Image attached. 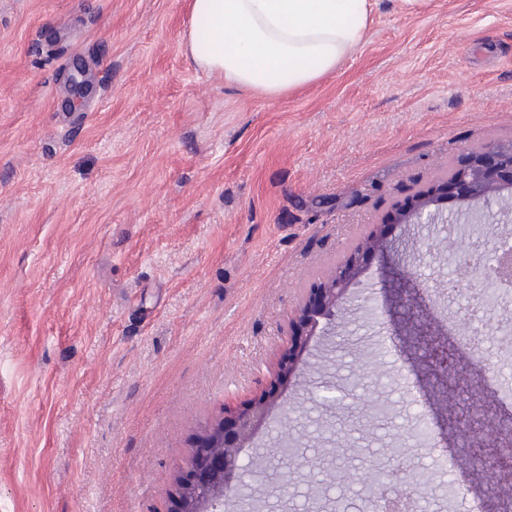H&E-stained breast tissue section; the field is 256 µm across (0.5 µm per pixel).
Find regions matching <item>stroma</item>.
Masks as SVG:
<instances>
[{
  "label": "stroma",
  "mask_w": 512,
  "mask_h": 512,
  "mask_svg": "<svg viewBox=\"0 0 512 512\" xmlns=\"http://www.w3.org/2000/svg\"><path fill=\"white\" fill-rule=\"evenodd\" d=\"M189 7L0 0V512H170L198 439L268 395L241 461L270 493L262 449L284 435L321 452L336 413L313 399L348 377L353 397L388 409L350 417L367 451L355 467L401 446L417 512H512L454 461L512 414V350L494 340L512 295L456 351L460 403L486 431L441 433L404 326L419 317L440 340L480 298L448 264L444 225L390 222L469 150L512 143V0H378L356 52L279 97L192 67ZM78 60L94 90L73 103ZM380 224L389 258L369 259L341 325L319 328L278 381L309 288ZM393 276L423 302L392 298ZM292 481L277 512H308L318 483L344 494L325 470Z\"/></svg>",
  "instance_id": "obj_1"
}]
</instances>
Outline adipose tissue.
<instances>
[{
  "mask_svg": "<svg viewBox=\"0 0 512 512\" xmlns=\"http://www.w3.org/2000/svg\"><path fill=\"white\" fill-rule=\"evenodd\" d=\"M371 14V0H192L182 46L225 86L277 96L334 72Z\"/></svg>",
  "mask_w": 512,
  "mask_h": 512,
  "instance_id": "1",
  "label": "adipose tissue"
}]
</instances>
